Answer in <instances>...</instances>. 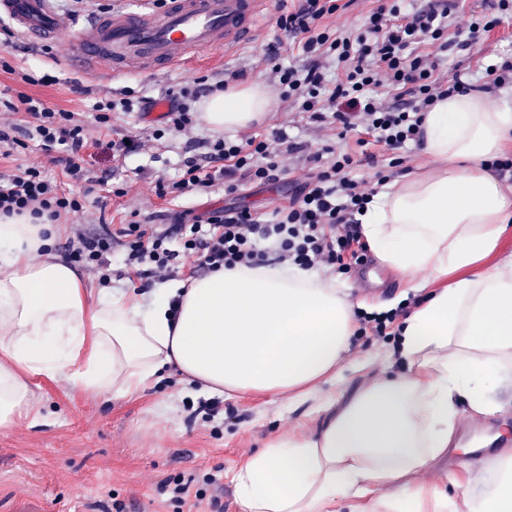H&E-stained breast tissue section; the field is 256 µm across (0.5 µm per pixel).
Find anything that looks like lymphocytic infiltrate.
I'll use <instances>...</instances> for the list:
<instances>
[{
    "label": "lymphocytic infiltrate",
    "mask_w": 512,
    "mask_h": 512,
    "mask_svg": "<svg viewBox=\"0 0 512 512\" xmlns=\"http://www.w3.org/2000/svg\"><path fill=\"white\" fill-rule=\"evenodd\" d=\"M341 8V0H294L276 18L277 33L266 45V59L283 102L314 122L330 120L345 132L363 128L374 145L390 151L389 170L405 163L404 150L418 139L424 112L438 100L472 88L461 76L441 75L442 55L470 50L504 19L512 18V0H493L490 14L474 18L462 30L454 25L458 0H428L411 13L403 12L401 0H374L357 27L337 29L329 20ZM426 43L437 46V53L420 52ZM288 48L301 52L306 64H284L281 57ZM332 68L340 71L338 80H329ZM237 77L230 71L221 82L212 84L202 77L194 87L169 91L165 130L179 134L193 128L195 103ZM20 107L32 125L18 136L0 128V144L15 153L25 150L28 140L38 139L46 151L62 154L68 175L87 180V127L77 113L26 94L15 99L0 96V109L13 112ZM301 150V143L280 130L239 139H190L184 146L180 178L171 183L157 179L155 192L162 198L180 196L220 182L231 195L242 179L260 185L275 182L286 156ZM307 161V179L287 204L269 215L231 206L211 212L203 221L188 220L183 212L174 214L163 229L140 220L94 235L77 227L66 258L100 272L112 253H123L126 266L145 286L168 280L184 257L192 260V277L222 267L281 262L349 273L366 257L358 217L375 191L356 178L353 155L336 146H322ZM89 203V194L64 192L37 167L0 173L1 215L26 213L55 224L83 212Z\"/></svg>",
    "instance_id": "lymphocytic-infiltrate-1"
}]
</instances>
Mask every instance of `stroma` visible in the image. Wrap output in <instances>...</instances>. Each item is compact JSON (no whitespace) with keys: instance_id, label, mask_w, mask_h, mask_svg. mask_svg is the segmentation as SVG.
Returning a JSON list of instances; mask_svg holds the SVG:
<instances>
[{"instance_id":"1","label":"stroma","mask_w":512,"mask_h":512,"mask_svg":"<svg viewBox=\"0 0 512 512\" xmlns=\"http://www.w3.org/2000/svg\"><path fill=\"white\" fill-rule=\"evenodd\" d=\"M281 2L269 0L257 40L227 52L205 51L189 67L93 79L76 68L69 39L51 41L46 48L31 42L26 49L11 51L8 60L14 71L9 74L0 70V90L13 96L25 93L41 97L82 113L89 121L95 100L119 97L128 87L146 88L149 96L160 98L166 90L193 83L202 76L213 82L222 79L228 70H242L247 80L267 83L271 80L270 66L263 47L275 35ZM510 56L512 20L496 27L472 50L449 56L442 69L448 76L459 71L480 72L490 62ZM30 70L54 76V84L23 83L21 73ZM158 121L154 112L145 119L135 112H118L113 114L110 127L92 129V139L106 142L137 137L142 139L143 147L122 159L92 147L86 150L87 168L99 184L94 188L91 206L79 219H61L55 254L64 255L71 228L77 222L94 234L102 225L128 222L135 212L147 218L189 210L204 218L230 204L267 211L286 201L308 172L307 165L294 158L287 161L284 173L272 184L245 181L230 196L218 185L206 193L158 198L153 181L159 176L177 180L185 141L184 136L169 132L162 139H154L145 125ZM273 128L313 150L327 143L353 149L362 136L355 129L346 138H338L335 126L310 123L282 102L275 104L257 130L262 133ZM18 165L38 167L64 191L79 189L38 141H30L28 148L14 158L0 161V169L5 171ZM122 183L127 186L125 196L108 193V186ZM428 278L424 271L415 281H408L372 254L367 263L337 278L336 285L359 311H387L397 301L408 311L422 299L419 286ZM395 344L392 338L354 336L345 354L346 363L366 359L370 365L365 371L347 373L337 394L350 396L383 375L387 366H400V359L393 353ZM28 381L42 401V415L0 429V512H215L218 504L222 512H238L233 473L271 437L308 435L319 427L318 421L306 416L304 408H293L286 400L259 394L222 397L220 414L206 420L197 411L198 394L173 366L162 371L155 385L132 398L95 396L43 375L29 376ZM496 396L504 407L492 418L476 415L466 403H459L456 447L420 474V481L444 485L452 477L465 480L469 463L459 446L466 443L468 434H497V441L485 452L489 458L512 448V383L499 388ZM179 485L188 488V495L175 494Z\"/></svg>"}]
</instances>
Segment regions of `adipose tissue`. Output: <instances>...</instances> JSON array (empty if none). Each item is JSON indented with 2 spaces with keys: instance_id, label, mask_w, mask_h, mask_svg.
Here are the masks:
<instances>
[{
  "instance_id": "1",
  "label": "adipose tissue",
  "mask_w": 512,
  "mask_h": 512,
  "mask_svg": "<svg viewBox=\"0 0 512 512\" xmlns=\"http://www.w3.org/2000/svg\"><path fill=\"white\" fill-rule=\"evenodd\" d=\"M262 81L203 99L216 133L262 122ZM419 146L434 165L383 186L360 215L381 263L430 290L403 319L407 369L339 399L356 329L347 295L288 263L221 269L140 293L85 287L55 255V230L0 218V428L33 412L42 374L127 397L175 365L201 392L264 394L308 405L311 435L272 439L234 474L239 512H512V451L472 471L469 490L417 482L451 444L457 404L493 415L491 377L512 378V257L493 260L512 225V185L490 164L512 150V96L459 92L437 101Z\"/></svg>"
}]
</instances>
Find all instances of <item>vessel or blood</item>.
<instances>
[{"label": "vessel or blood", "instance_id": "vessel-or-blood-1", "mask_svg": "<svg viewBox=\"0 0 512 512\" xmlns=\"http://www.w3.org/2000/svg\"><path fill=\"white\" fill-rule=\"evenodd\" d=\"M54 2L0 0V19L32 42L69 36L87 74L184 65L201 51L255 39L267 6V0H167L158 11L140 5L79 27L59 15Z\"/></svg>", "mask_w": 512, "mask_h": 512}]
</instances>
